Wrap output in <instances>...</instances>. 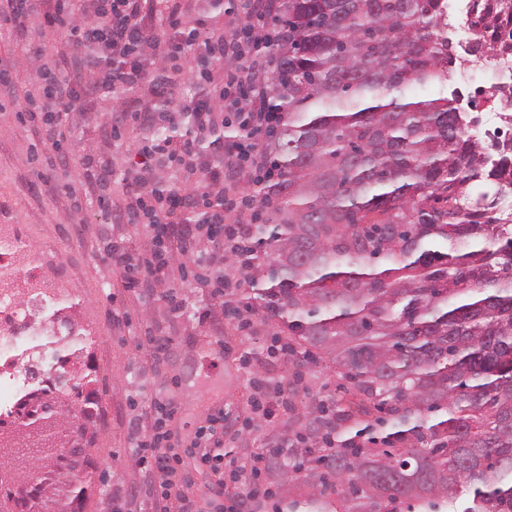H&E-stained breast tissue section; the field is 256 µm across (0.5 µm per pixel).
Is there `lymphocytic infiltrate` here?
<instances>
[{
	"mask_svg": "<svg viewBox=\"0 0 512 512\" xmlns=\"http://www.w3.org/2000/svg\"><path fill=\"white\" fill-rule=\"evenodd\" d=\"M199 0H0V31L17 35L25 42L21 55L10 65L0 64V86L11 82L13 69L40 64L43 60L41 41L47 34L63 37L70 56L54 63L55 80L46 88L52 104L50 113L30 112L28 119L36 123L46 140L64 137L72 113L89 111L91 103L108 104L113 117L128 112L127 102H113L114 86L136 87L151 82L156 97L169 101L163 112H144L142 125L151 127L165 122H188L189 137L166 139L144 147L140 174L134 179L121 210L128 224L151 226L155 239L165 244V251L143 255L124 252L115 261L125 273L126 288L142 292L153 291L158 284L171 282L174 277L173 256L179 255L197 262L200 271L195 284L211 289L222 298L225 314L237 311L233 301L224 300L225 289L239 288L248 282L261 258L253 246L252 224H229L226 212L234 203L224 193V163L201 152L199 138L211 135L224 123V101L230 93H243L254 82L266 60L258 51H250L235 41L224 38L223 29L214 27L207 11L198 7ZM192 23L202 40L183 41L169 37L163 60L157 61V76H148L139 59V49L153 41L164 28L176 29ZM242 58V66L234 73L221 74L225 56ZM195 57L205 65L197 74L208 88L206 99L183 104L175 101L173 86L164 73L168 62ZM167 168L177 183L168 193L150 191L149 184L156 168ZM205 207V220L200 224H185L179 219L181 211ZM210 243L215 251L231 257L236 277L224 275L223 267L213 258L202 256L201 243ZM174 414L168 400H153L150 404L149 439L140 441V466L153 480L148 496L153 512H196L189 487L190 479L176 469L179 461L176 434L167 422ZM224 412L215 410L200 426L190 452L198 454L203 469L215 477L217 490L210 512H263L271 495L241 486L239 492L225 496Z\"/></svg>",
	"mask_w": 512,
	"mask_h": 512,
	"instance_id": "lymphocytic-infiltrate-1",
	"label": "lymphocytic infiltrate"
}]
</instances>
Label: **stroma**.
<instances>
[{
    "label": "stroma",
    "instance_id": "35a3bbf8",
    "mask_svg": "<svg viewBox=\"0 0 512 512\" xmlns=\"http://www.w3.org/2000/svg\"><path fill=\"white\" fill-rule=\"evenodd\" d=\"M44 70L23 67L8 86H0V224H17L38 252L41 275L73 299L56 328H82L92 343L74 365L79 373L95 371L94 398L100 418L83 467L75 474L48 476L27 465V482L41 485L42 499L67 512H114L130 493L138 507L151 512L146 495L151 481L138 464L132 419L149 409L153 398L172 400L177 412L171 428L183 441L193 439L216 408L224 410V468L250 467L263 448L281 443L295 412L280 413L274 423L252 412L253 377L291 380L288 356L269 350L273 329L262 313L251 327L224 316L208 291L195 288L192 262L175 261L183 277L178 304L162 284L139 295L124 286L125 273L105 253L106 247L148 253L156 250L142 224L111 221L98 197L107 194L120 207L129 191L147 134L138 120L99 136L106 109L76 116L67 139L51 147L40 129L24 116V93L45 86ZM110 161L112 178L100 187L82 161L86 143ZM167 348L155 359L156 342Z\"/></svg>",
    "mask_w": 512,
    "mask_h": 512
}]
</instances>
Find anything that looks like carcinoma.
I'll return each instance as SVG.
<instances>
[{
	"instance_id": "obj_1",
	"label": "carcinoma",
	"mask_w": 512,
	"mask_h": 512,
	"mask_svg": "<svg viewBox=\"0 0 512 512\" xmlns=\"http://www.w3.org/2000/svg\"><path fill=\"white\" fill-rule=\"evenodd\" d=\"M440 0H282L260 77L266 110L257 245L245 308L289 355L323 362L342 394L288 426L272 461L281 512H512V225L488 190L512 186V144L466 130L459 58ZM483 6L466 53H488ZM447 94L415 100L408 90ZM83 332L56 338L44 379L0 419L41 437L57 467L79 447L96 383L69 369Z\"/></svg>"
}]
</instances>
